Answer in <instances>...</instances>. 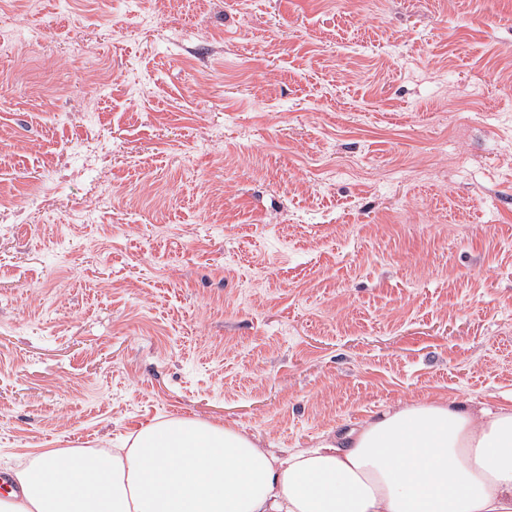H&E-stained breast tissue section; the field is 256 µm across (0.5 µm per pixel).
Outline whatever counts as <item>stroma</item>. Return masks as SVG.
Masks as SVG:
<instances>
[{
	"label": "stroma",
	"mask_w": 512,
	"mask_h": 512,
	"mask_svg": "<svg viewBox=\"0 0 512 512\" xmlns=\"http://www.w3.org/2000/svg\"><path fill=\"white\" fill-rule=\"evenodd\" d=\"M0 33V471L165 414L277 452L512 401V0H0Z\"/></svg>",
	"instance_id": "1"
}]
</instances>
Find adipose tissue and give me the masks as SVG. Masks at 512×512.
I'll return each instance as SVG.
<instances>
[{
  "label": "adipose tissue",
  "mask_w": 512,
  "mask_h": 512,
  "mask_svg": "<svg viewBox=\"0 0 512 512\" xmlns=\"http://www.w3.org/2000/svg\"><path fill=\"white\" fill-rule=\"evenodd\" d=\"M0 512H512V406L444 396L275 454L230 425L160 417L118 448H47Z\"/></svg>",
  "instance_id": "1"
}]
</instances>
